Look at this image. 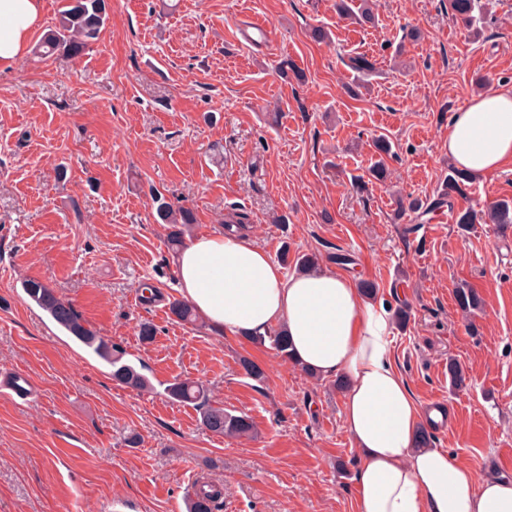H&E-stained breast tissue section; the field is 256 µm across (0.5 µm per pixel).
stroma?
I'll return each mask as SVG.
<instances>
[{
  "label": "stroma",
  "instance_id": "obj_1",
  "mask_svg": "<svg viewBox=\"0 0 512 512\" xmlns=\"http://www.w3.org/2000/svg\"><path fill=\"white\" fill-rule=\"evenodd\" d=\"M374 2V22L360 24L339 18L335 0H107V25L82 56L28 54L0 71V378L33 384L26 399L0 385V512H186L200 477L223 485L221 512H357L334 380L171 315L176 256L158 192L193 210L185 240L242 210L257 245L288 253L287 273L314 253L322 269L377 283L389 306L406 303L392 356L422 405L449 411L436 447L512 478V225L464 231L454 215L512 201V162L472 180L454 211L418 224L400 213L441 189L454 114L512 90V0H478L476 37L449 0ZM255 18L272 42L241 38ZM316 27L327 40L312 38ZM355 54L376 64L356 96ZM379 159L382 180L370 172ZM27 279L145 364L150 389L114 381L27 297ZM144 282L158 290L149 303ZM461 282L484 300L469 318L455 302ZM244 358L263 380L244 374ZM452 360L463 387L450 382ZM185 379L249 416L254 434L216 435L193 405L168 399Z\"/></svg>",
  "mask_w": 512,
  "mask_h": 512
}]
</instances>
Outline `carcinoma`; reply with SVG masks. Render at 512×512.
I'll return each mask as SVG.
<instances>
[{
	"label": "carcinoma",
	"mask_w": 512,
	"mask_h": 512,
	"mask_svg": "<svg viewBox=\"0 0 512 512\" xmlns=\"http://www.w3.org/2000/svg\"><path fill=\"white\" fill-rule=\"evenodd\" d=\"M474 7L475 0H450V9L455 17L468 27L474 21ZM336 14L361 22L374 19L372 5L367 0L358 15L354 14L349 0H336ZM106 20L107 0H65L55 25L48 29L38 44L37 53L41 56L59 53L67 58L80 57L90 43L100 38ZM348 67L357 74L360 81L365 80L373 70V64L363 54L349 57ZM470 180L471 177L465 172L453 166L449 167L448 178L435 197L408 203L410 220L419 221L445 207L453 209V196L463 193V186ZM155 203L158 217L162 223L169 225V244L173 248L181 247L185 229L195 223L192 209L180 203L167 202L158 195L155 196ZM456 223L463 228L477 223L512 224V202L499 201L484 212L461 210L456 215ZM24 291L58 326L110 366L112 379L135 390L150 388L151 383L143 373L145 366L125 360L124 353L118 346L87 328L81 315L59 299L52 289L38 280L29 279L24 283ZM455 301L459 309L467 315L482 310L484 306V300L479 293L463 283L455 289ZM166 394L174 401L197 405L204 426L215 434L243 437L255 432L250 417L232 414L221 406L213 405L204 386L197 382L175 381L166 386ZM222 495L223 490L217 486L197 483L189 494L187 512H216Z\"/></svg>",
	"instance_id": "cac0c4a2"
}]
</instances>
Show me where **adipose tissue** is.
Segmentation results:
<instances>
[{"mask_svg":"<svg viewBox=\"0 0 512 512\" xmlns=\"http://www.w3.org/2000/svg\"><path fill=\"white\" fill-rule=\"evenodd\" d=\"M42 21L43 0H0L1 69L26 54ZM448 155L475 178L512 159V93H486L457 112ZM176 281L215 333L282 328L298 368L342 381L358 512H512V479L477 477L447 450L419 447L424 412L391 356L392 311L348 275H291L248 236L212 233L180 251Z\"/></svg>","mask_w":512,"mask_h":512,"instance_id":"1","label":"adipose tissue"}]
</instances>
